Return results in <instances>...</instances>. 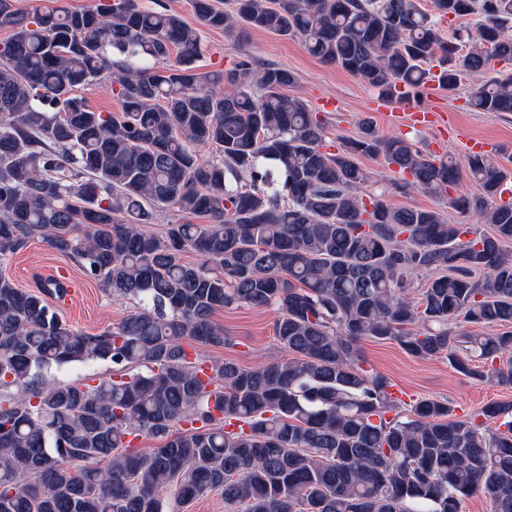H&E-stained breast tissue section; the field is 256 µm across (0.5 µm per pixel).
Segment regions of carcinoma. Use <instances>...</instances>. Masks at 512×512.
<instances>
[{
    "mask_svg": "<svg viewBox=\"0 0 512 512\" xmlns=\"http://www.w3.org/2000/svg\"><path fill=\"white\" fill-rule=\"evenodd\" d=\"M0 0V512H180L209 492L235 512H460L479 492L512 512V406L455 419L447 403L393 396L358 343L397 342L465 377L512 386V170L458 165L369 118L336 153L285 67L240 60L201 72L198 30L166 7L96 10ZM477 15L444 37L417 0H193L202 25L298 37L388 98L512 61V0H433ZM109 73L120 116L77 95ZM469 103L512 112V74L477 81ZM220 159L202 161L196 146ZM383 155L396 188L448 196L461 217L364 198L362 156ZM479 193H459L463 178ZM171 207L204 224L150 229ZM39 239L135 302L115 329L78 333L3 272ZM192 252L196 262L183 255ZM436 275L420 297L408 274ZM480 272L483 277L474 278ZM273 307L288 357L209 363L220 308ZM498 332H459L458 318ZM112 364L101 379L54 369ZM493 420L498 428L491 430ZM142 436L158 440L147 454Z\"/></svg>",
    "mask_w": 512,
    "mask_h": 512,
    "instance_id": "obj_1",
    "label": "carcinoma"
}]
</instances>
